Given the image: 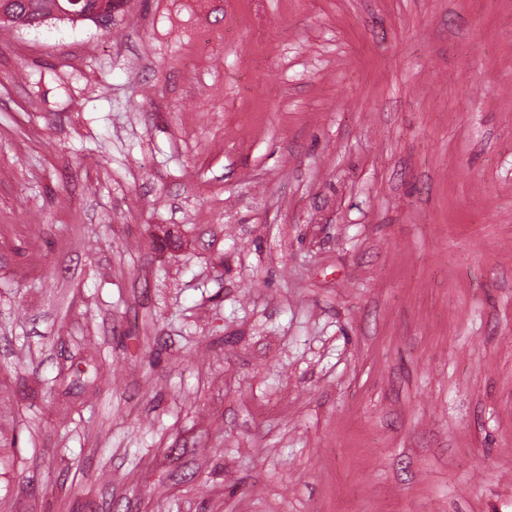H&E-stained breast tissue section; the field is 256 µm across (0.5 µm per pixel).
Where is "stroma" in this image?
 Listing matches in <instances>:
<instances>
[{
  "instance_id": "obj_1",
  "label": "stroma",
  "mask_w": 512,
  "mask_h": 512,
  "mask_svg": "<svg viewBox=\"0 0 512 512\" xmlns=\"http://www.w3.org/2000/svg\"><path fill=\"white\" fill-rule=\"evenodd\" d=\"M0 512H512V0L0 27Z\"/></svg>"
}]
</instances>
